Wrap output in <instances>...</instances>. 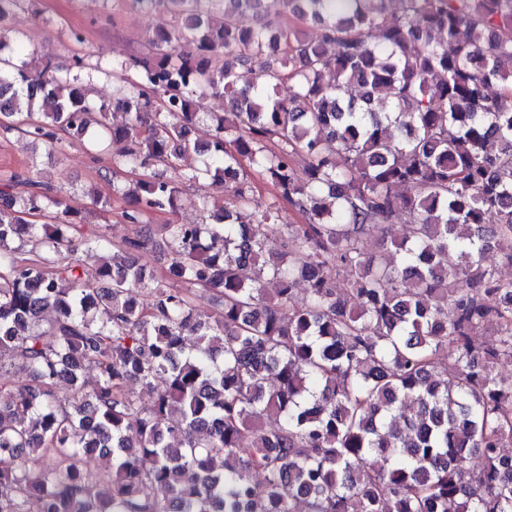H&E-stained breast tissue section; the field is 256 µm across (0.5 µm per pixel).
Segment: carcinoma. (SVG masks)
<instances>
[{
	"instance_id": "carcinoma-1",
	"label": "carcinoma",
	"mask_w": 512,
	"mask_h": 512,
	"mask_svg": "<svg viewBox=\"0 0 512 512\" xmlns=\"http://www.w3.org/2000/svg\"><path fill=\"white\" fill-rule=\"evenodd\" d=\"M130 2L172 23L112 64L110 101L0 39L1 131L59 151L93 130L88 152L122 143L113 167L139 172L112 185L118 243L62 186L0 185V368L28 380L0 393V512H512V279L485 263L512 265V111L487 93L512 94V0ZM198 93L218 103L203 139ZM205 181L219 214L209 195L198 223H144ZM161 243L165 269L138 264Z\"/></svg>"
}]
</instances>
